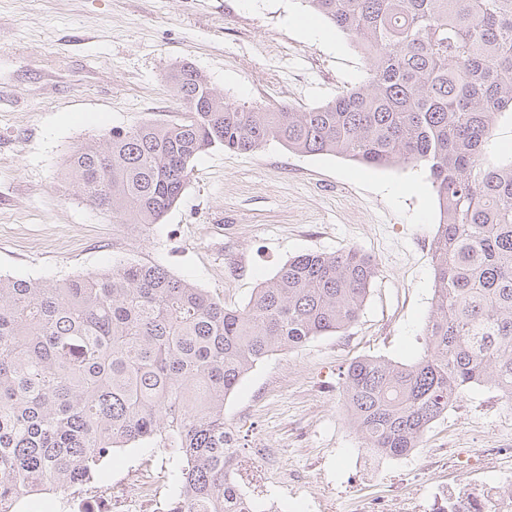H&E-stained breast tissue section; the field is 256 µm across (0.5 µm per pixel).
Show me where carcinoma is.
<instances>
[{
    "mask_svg": "<svg viewBox=\"0 0 512 512\" xmlns=\"http://www.w3.org/2000/svg\"><path fill=\"white\" fill-rule=\"evenodd\" d=\"M369 59L364 83L303 112L217 94L188 63L182 107L77 147L66 176L118 224H158L214 147L277 140L378 168L428 171L440 220L424 355L366 357L342 401L365 447L401 457L473 385L512 406V159L490 143L512 115V0H306ZM377 275L355 247L288 260L242 308L148 263L43 283L0 276V512L59 505L152 441L177 476L167 512H277L245 490L224 400L257 363L358 320Z\"/></svg>",
    "mask_w": 512,
    "mask_h": 512,
    "instance_id": "1",
    "label": "carcinoma"
}]
</instances>
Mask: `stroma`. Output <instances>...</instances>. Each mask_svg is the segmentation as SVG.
Returning a JSON list of instances; mask_svg holds the SVG:
<instances>
[{
  "instance_id": "stroma-1",
  "label": "stroma",
  "mask_w": 512,
  "mask_h": 512,
  "mask_svg": "<svg viewBox=\"0 0 512 512\" xmlns=\"http://www.w3.org/2000/svg\"><path fill=\"white\" fill-rule=\"evenodd\" d=\"M188 63L223 96L305 110L367 76L364 55L304 0H0V275L55 281L113 262L157 264L229 307L244 306L289 258L355 247L378 265L347 332L265 358L224 404L227 427L254 463L257 493L280 512H355L460 480L512 485V456L473 476L457 458L512 442V407L490 386L466 389L420 448L379 459L340 401L353 360L412 362L431 312L430 243L439 222L423 170L305 155L270 141L216 148L162 223H113L64 178L72 150L115 128L180 110L167 74ZM95 498L116 502L132 477L160 512L175 481L155 444L109 460Z\"/></svg>"
}]
</instances>
